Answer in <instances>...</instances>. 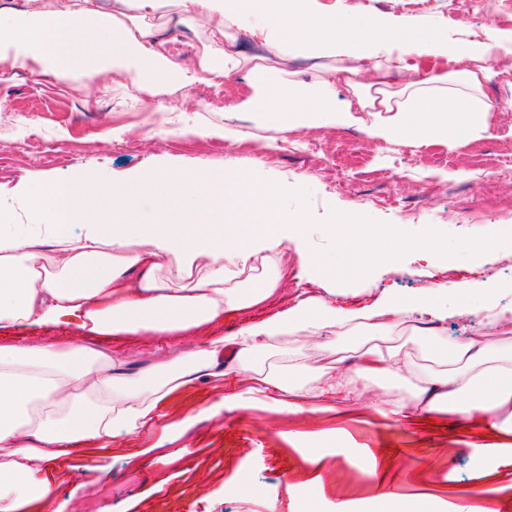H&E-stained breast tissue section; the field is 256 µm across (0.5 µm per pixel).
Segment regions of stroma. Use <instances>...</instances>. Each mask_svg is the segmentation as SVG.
<instances>
[{"label": "stroma", "instance_id": "1", "mask_svg": "<svg viewBox=\"0 0 512 512\" xmlns=\"http://www.w3.org/2000/svg\"><path fill=\"white\" fill-rule=\"evenodd\" d=\"M321 9L339 15L394 14L444 26L450 37L470 39L473 31L491 36L512 32V22L473 14L461 21L447 15V0H318ZM95 80L74 94L69 84L49 83L34 72H0V196L54 178L131 176L157 167L177 174L198 167L239 168L263 158L259 178L287 182L288 207H299L309 251L324 259L337 255L344 228H333L335 213L361 212L370 232L385 235L398 228L407 242L392 264L367 278L343 283L336 305L358 308L385 295L405 299L432 282L478 281L497 287L512 302V257L491 253L474 264L465 242L512 238V180L475 181L477 163H492L512 151V110L485 117L488 133L445 144L407 147L372 141L352 129L269 132L257 122H241L251 141L229 144L218 129L220 112H199L187 126L170 125L153 112L120 106ZM344 144L363 164L339 175L314 167L304 148L309 141ZM414 218L398 210L412 201ZM432 237L438 262L447 272L428 278L416 258L419 242ZM308 270L296 253L288 255V276L279 293L264 304L201 327L180 337L183 348L198 335L227 336L247 323L266 318L307 288ZM448 339L475 337L511 350L512 334L490 328L484 317H452L439 327ZM75 326L24 325L0 329V345L64 347L76 339ZM163 337L104 336L101 348L143 370L155 360ZM224 380L211 376L174 393L159 412L154 428L142 435H119L117 450L87 444L66 458L54 485L60 512H334L338 497L366 512L368 501L389 493L426 499L434 512H453L458 499L482 495L512 501V468L492 481L475 479L472 449L447 416L426 414L410 427L361 407L339 406L318 412H289L249 400L234 411L209 414L221 401ZM302 434L320 451L302 459L293 439ZM349 448L375 457L376 474L365 479L346 456Z\"/></svg>", "mask_w": 512, "mask_h": 512}]
</instances>
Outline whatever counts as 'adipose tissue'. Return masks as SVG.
<instances>
[{
  "mask_svg": "<svg viewBox=\"0 0 512 512\" xmlns=\"http://www.w3.org/2000/svg\"><path fill=\"white\" fill-rule=\"evenodd\" d=\"M179 24L205 20L223 42L206 40L200 56L176 60L168 52L169 14ZM249 28L265 47L249 55L236 30ZM512 57V40L489 44L449 38L447 30L403 17H336L316 0H113L111 12L94 0H43L23 7L0 0V70H31L83 91L108 75L112 89H138L145 110L196 112L191 91L242 76L248 93L225 105L222 134L244 135L232 119L251 112L276 130L354 127L368 139L442 143L468 137L481 117L499 111L486 92L492 53ZM320 60L309 81L287 63ZM346 94H339V87ZM285 183L262 180L255 166L200 167L179 175L144 171L104 183L54 179L23 196L19 210L0 206V327L76 322L84 340L0 347V512L37 503L58 512L55 461L83 443L111 447L119 432L151 426L175 390L205 375L224 378L225 410L239 407L243 384L259 383L265 405L293 412L327 410L350 401L399 426L423 413H442L461 430L512 434V352L475 339L444 341L447 367L424 368L402 346L362 342L340 349L335 369L300 363L289 341L340 326L400 333L408 310L437 319L484 316L512 333V304L489 297L472 306L462 288L450 291L454 310L417 295L382 297L346 311L332 305L336 269L306 251L300 211L281 208ZM25 215L26 233L9 232ZM405 245L396 232L375 241L349 239L346 276L361 278ZM310 270L317 291L276 316L244 325L230 336H203L192 350L168 345L150 372H128L90 336L149 333L178 336L269 299L281 284L288 248ZM283 343L284 366L257 357L268 340ZM419 384L409 394L369 398L382 379Z\"/></svg>",
  "mask_w": 512,
  "mask_h": 512,
  "instance_id": "adipose-tissue-1",
  "label": "adipose tissue"
}]
</instances>
